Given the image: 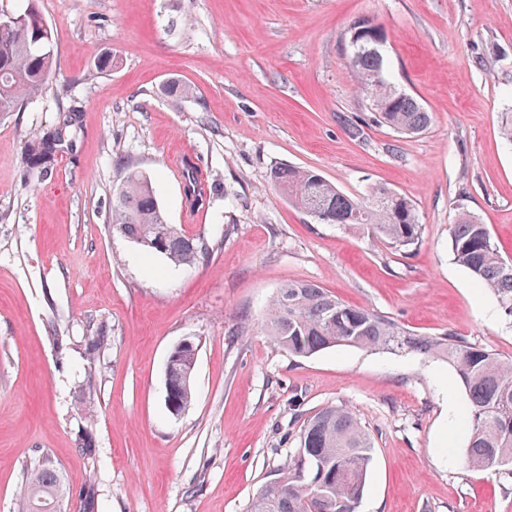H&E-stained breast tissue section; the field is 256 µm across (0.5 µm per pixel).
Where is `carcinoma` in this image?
Wrapping results in <instances>:
<instances>
[{
  "label": "carcinoma",
  "instance_id": "cac0c4a2",
  "mask_svg": "<svg viewBox=\"0 0 512 512\" xmlns=\"http://www.w3.org/2000/svg\"><path fill=\"white\" fill-rule=\"evenodd\" d=\"M21 19L0 31V114L18 112L24 102L43 92L56 75L57 55L52 31L28 0ZM356 44H351L352 39ZM371 35L362 21L350 24L341 37L357 82L367 94L377 122L402 134H420L431 113L392 81L386 56L371 50ZM77 124L75 114L63 127L26 141V166L46 177L53 170L63 131ZM271 179L288 202L301 212L325 216L326 224L365 226L395 249L419 242L422 224L413 201L387 187H373L364 200L354 199L313 170L275 167ZM112 229L143 249L190 267L208 253L206 243L167 222L150 180L130 172L112 195ZM451 251L459 265L496 297L512 315V259L504 258L487 226L462 211L450 228ZM270 341L297 357L335 346L409 351L441 356L454 367L467 394L465 464L478 470L512 466V360L473 347L448 333L416 336L395 321L366 308L349 305L315 284L290 282L272 299L264 320ZM193 355L185 350L166 361V404L183 411L195 398ZM372 440L349 409L327 405L304 425L298 448L280 476L252 500L249 512H356L364 494L372 459ZM317 461V477L308 465ZM64 493L63 477L48 462L31 469L21 494V512H55Z\"/></svg>",
  "mask_w": 512,
  "mask_h": 512
}]
</instances>
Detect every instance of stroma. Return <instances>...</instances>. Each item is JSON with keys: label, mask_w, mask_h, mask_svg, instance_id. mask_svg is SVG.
<instances>
[{"label": "stroma", "mask_w": 512, "mask_h": 512, "mask_svg": "<svg viewBox=\"0 0 512 512\" xmlns=\"http://www.w3.org/2000/svg\"><path fill=\"white\" fill-rule=\"evenodd\" d=\"M36 3L56 76L0 117V512H18L43 459L63 475L61 512H248L330 404L374 443L357 512H512L511 473L463 464V420L448 406L467 397L448 362L346 346L296 357L262 327L278 289L302 281L414 334L512 358V316L449 249L466 210L512 259V144L499 134L512 0ZM358 19L381 28L394 82L432 114L426 132L373 121L339 43ZM172 77L195 95L169 96ZM73 108L77 132L52 173L27 179L26 139ZM182 157L207 187L191 222L171 171ZM277 166L359 199L376 185L406 194L418 244L315 221L272 185ZM131 170L168 223L209 244L195 266L113 231L112 191ZM97 334L107 342L91 359ZM187 337L196 399L175 415L164 369Z\"/></svg>", "instance_id": "obj_1"}]
</instances>
